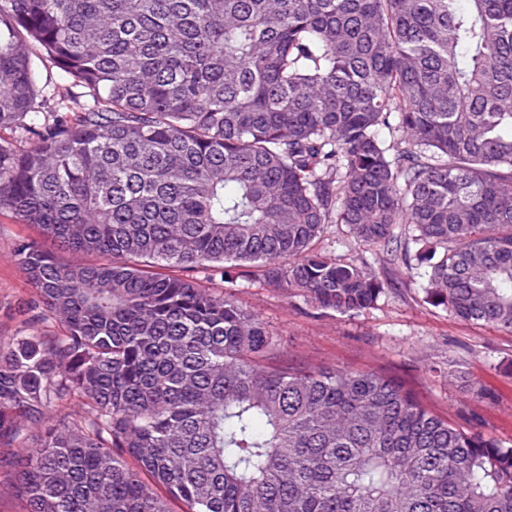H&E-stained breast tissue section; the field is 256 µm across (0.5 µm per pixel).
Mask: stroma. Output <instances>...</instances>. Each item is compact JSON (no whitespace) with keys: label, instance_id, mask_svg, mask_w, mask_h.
<instances>
[{"label":"stroma","instance_id":"obj_1","mask_svg":"<svg viewBox=\"0 0 512 512\" xmlns=\"http://www.w3.org/2000/svg\"><path fill=\"white\" fill-rule=\"evenodd\" d=\"M31 226L0 215V339L20 330L57 333L36 321L38 296L16 265V239ZM319 248L340 263H367L386 282L376 306L340 314L305 304L230 269L229 294L261 319L290 359L346 371L398 378L433 413L512 444V331L456 318L423 300L416 272L386 263L375 248L356 243L344 225H331Z\"/></svg>","mask_w":512,"mask_h":512}]
</instances>
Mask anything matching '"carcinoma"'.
I'll return each mask as SVG.
<instances>
[{"mask_svg": "<svg viewBox=\"0 0 512 512\" xmlns=\"http://www.w3.org/2000/svg\"><path fill=\"white\" fill-rule=\"evenodd\" d=\"M2 129L29 148L0 141V212L60 326L0 341L27 512H512V445L281 357L224 293L233 262L374 308L384 281L316 247L343 224L512 331V0H0Z\"/></svg>", "mask_w": 512, "mask_h": 512, "instance_id": "1", "label": "carcinoma"}]
</instances>
